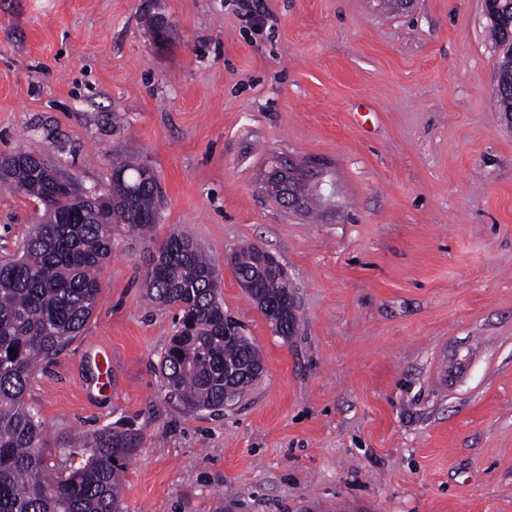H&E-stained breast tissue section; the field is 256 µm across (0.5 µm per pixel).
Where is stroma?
I'll return each mask as SVG.
<instances>
[{
	"mask_svg": "<svg viewBox=\"0 0 512 512\" xmlns=\"http://www.w3.org/2000/svg\"><path fill=\"white\" fill-rule=\"evenodd\" d=\"M259 5L254 28L237 0H0V157L99 192L132 157L162 194L29 385L49 461L69 466L74 433L137 432L123 512H512V119L484 0ZM275 166L301 209L267 195ZM35 207L0 189V253ZM177 229L264 364L219 411L184 409L159 371L175 311L143 283ZM245 244L284 267L294 333L240 287Z\"/></svg>",
	"mask_w": 512,
	"mask_h": 512,
	"instance_id": "1",
	"label": "stroma"
}]
</instances>
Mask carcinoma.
<instances>
[{
	"label": "carcinoma",
	"instance_id": "carcinoma-1",
	"mask_svg": "<svg viewBox=\"0 0 512 512\" xmlns=\"http://www.w3.org/2000/svg\"><path fill=\"white\" fill-rule=\"evenodd\" d=\"M492 35H501L502 62L494 110L512 115V0H500ZM24 149L0 159V185L44 207L16 252L0 259V512H121L125 461L139 446L133 432L104 431L65 443L80 465L59 470L46 462L44 423L25 395L36 368L52 362L79 336L101 292L98 270L120 231L144 235L157 223L159 187L137 161L112 162L111 188L90 193ZM222 279L194 240L174 231L152 256L145 296L179 308L176 328L161 359L168 394L191 411L224 407V395L243 386L224 382V368H246L261 356L247 336L224 335ZM270 303L292 298L286 273L260 276L247 289Z\"/></svg>",
	"mask_w": 512,
	"mask_h": 512
}]
</instances>
